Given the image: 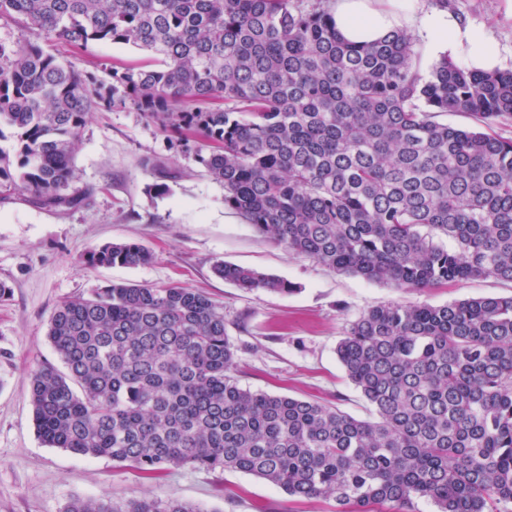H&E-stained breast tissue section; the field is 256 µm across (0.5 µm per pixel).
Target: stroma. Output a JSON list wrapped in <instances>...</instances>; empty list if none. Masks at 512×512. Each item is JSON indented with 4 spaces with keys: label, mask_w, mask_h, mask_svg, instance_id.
Wrapping results in <instances>:
<instances>
[{
    "label": "stroma",
    "mask_w": 512,
    "mask_h": 512,
    "mask_svg": "<svg viewBox=\"0 0 512 512\" xmlns=\"http://www.w3.org/2000/svg\"><path fill=\"white\" fill-rule=\"evenodd\" d=\"M466 23H492L512 70V26H497L505 0H426ZM42 48L98 76L136 63L131 44L92 43L78 50L53 41ZM157 162L143 166V158ZM76 179L69 194L80 205L53 210L29 195L0 197V512H64L77 497L104 495L124 503L141 497L179 499L203 512H333L334 502L299 499L253 475L169 468L141 477L106 457L88 458L38 439L28 402L31 373L40 361L57 363L47 337L50 317L64 300L89 295L111 281L162 286L176 283L203 292L224 307L236 348L232 372L253 391L313 400L365 421L373 407L347 378L336 345L348 323L380 302L443 305L485 296H508L512 283L492 277L424 290L368 283L332 271L281 244L260 237L224 204V187L210 179L193 153L167 140L129 106L100 108L86 124L74 154ZM136 241L153 252L150 263L91 267L84 255L103 244ZM228 262L279 276L289 294L244 292L217 277Z\"/></svg>",
    "instance_id": "stroma-1"
}]
</instances>
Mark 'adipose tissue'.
<instances>
[{
    "label": "adipose tissue",
    "instance_id": "obj_1",
    "mask_svg": "<svg viewBox=\"0 0 512 512\" xmlns=\"http://www.w3.org/2000/svg\"><path fill=\"white\" fill-rule=\"evenodd\" d=\"M332 14L337 32L355 44L401 29L424 34L432 58L460 56L477 72L502 66L498 47L485 26L463 23L444 9L425 8L420 0H333Z\"/></svg>",
    "mask_w": 512,
    "mask_h": 512
}]
</instances>
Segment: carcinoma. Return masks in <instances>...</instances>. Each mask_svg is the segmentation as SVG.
Segmentation results:
<instances>
[{"label":"carcinoma","mask_w":512,"mask_h":512,"mask_svg":"<svg viewBox=\"0 0 512 512\" xmlns=\"http://www.w3.org/2000/svg\"><path fill=\"white\" fill-rule=\"evenodd\" d=\"M332 0H0V19L84 48L155 57L109 81L30 41L0 39V190L54 210L89 116L127 104L193 149L224 204L255 232L339 272L396 288L493 277L512 283V70L424 67L404 30L370 45L338 35ZM462 113L476 126L440 117ZM130 241L90 266L145 265ZM237 288L290 283L220 262ZM47 336L62 362L31 375L38 438L145 476L238 471L336 512H508L512 505V296L374 305L336 346L374 408L364 421L231 376L224 308L179 284L111 282L63 301ZM66 512H201L177 500Z\"/></svg>","instance_id":"carcinoma-1"}]
</instances>
